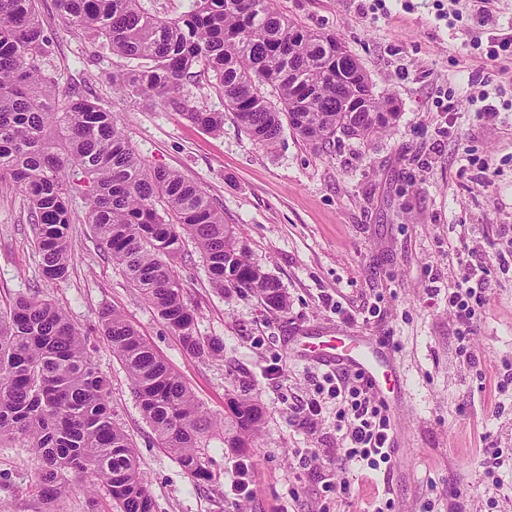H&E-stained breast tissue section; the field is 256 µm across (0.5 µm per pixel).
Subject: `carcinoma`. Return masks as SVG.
I'll list each match as a JSON object with an SVG mask.
<instances>
[{
	"mask_svg": "<svg viewBox=\"0 0 512 512\" xmlns=\"http://www.w3.org/2000/svg\"><path fill=\"white\" fill-rule=\"evenodd\" d=\"M55 2L72 33L130 61L112 72V85L158 100L209 133L224 131V113L186 94L202 78L266 147L287 127L323 147L342 137L368 140L399 118L343 43L302 27L274 0H191L170 19L144 0ZM50 55L38 0H0V186L26 199L43 279L69 274L70 200L82 189L85 223L190 355L219 357L224 343L197 334L169 262L186 235L213 288L247 290L267 309H286L278 283L236 247L224 210L197 184L147 167L97 98L76 88L59 98ZM98 333L161 447L193 481L210 480L205 448L214 422L193 392L120 312H102ZM109 394L87 334L62 308L35 294L0 303V446L17 442L40 457L33 492L46 512L71 484L89 489L90 512H153L137 450L112 420ZM230 411L238 434L228 447L239 448L262 412L246 398L231 401Z\"/></svg>",
	"mask_w": 512,
	"mask_h": 512,
	"instance_id": "carcinoma-1",
	"label": "carcinoma"
}]
</instances>
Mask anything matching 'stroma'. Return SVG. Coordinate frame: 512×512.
<instances>
[{
  "label": "stroma",
  "instance_id": "1",
  "mask_svg": "<svg viewBox=\"0 0 512 512\" xmlns=\"http://www.w3.org/2000/svg\"><path fill=\"white\" fill-rule=\"evenodd\" d=\"M52 40L48 67L60 94L80 88L115 113L152 167L181 173L224 211L249 260L275 280L286 310L251 293L211 287L201 252L185 238L171 265L204 336L221 358L189 355L131 288L121 266L85 222L74 194V254L67 279H42L20 192H0V300L38 293L88 334L111 389L113 419L132 439L155 512H318L323 485L350 481L340 512H374L389 495L396 512H512V56H484L488 30L472 0H278L305 26L336 36L360 60L376 94L400 117L369 140L340 138L315 149L292 131L267 148L233 113L207 133L180 113L113 87L125 58L92 47L62 24L54 0H38ZM496 111L485 114L484 102ZM468 246L485 263L488 303L467 344L448 310ZM436 298H429L430 289ZM118 310L192 390L226 420L235 398L263 411L247 447L208 439L212 478L196 484L159 445L119 361L97 333L102 311ZM363 331L391 349L408 403L392 414L405 440L389 472L336 469V412L308 420L304 402L326 371L300 357L301 336ZM250 459V497L230 494L235 465ZM37 458L0 446V512H40L30 492Z\"/></svg>",
  "mask_w": 512,
  "mask_h": 512
}]
</instances>
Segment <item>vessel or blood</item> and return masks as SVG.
I'll return each mask as SVG.
<instances>
[{
	"mask_svg": "<svg viewBox=\"0 0 512 512\" xmlns=\"http://www.w3.org/2000/svg\"><path fill=\"white\" fill-rule=\"evenodd\" d=\"M300 353L324 366H336L359 374L381 399L400 393L402 381L393 354L371 336L352 333L345 336L304 337Z\"/></svg>",
	"mask_w": 512,
	"mask_h": 512,
	"instance_id": "1",
	"label": "vessel or blood"
}]
</instances>
